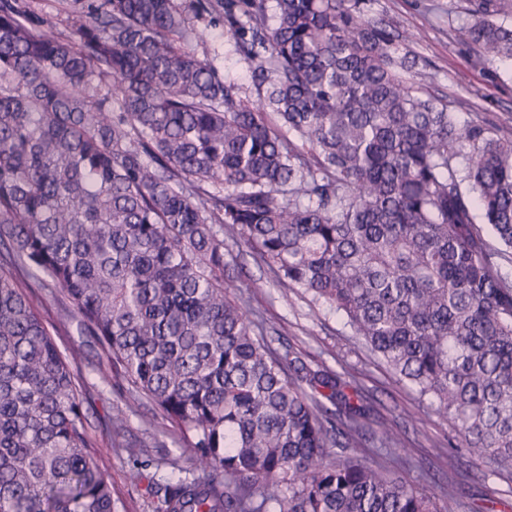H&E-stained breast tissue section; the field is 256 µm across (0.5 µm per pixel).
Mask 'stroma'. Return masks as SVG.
<instances>
[{
  "instance_id": "35a3bbf8",
  "label": "stroma",
  "mask_w": 512,
  "mask_h": 512,
  "mask_svg": "<svg viewBox=\"0 0 512 512\" xmlns=\"http://www.w3.org/2000/svg\"><path fill=\"white\" fill-rule=\"evenodd\" d=\"M464 4L465 0H376L375 9L400 23L411 50L421 59L416 82L451 102L458 124L491 120L512 131V59L489 62L482 70L470 65L450 28L451 22L463 21ZM189 23L202 34L191 45L197 57L210 61L225 81L242 86L249 98H256L251 65L236 52L232 35L204 19L193 17ZM226 259L234 277V295L245 300L277 353L292 347L335 370L373 402L369 430L390 427L402 434L404 454L388 456L372 448L371 460L392 470L405 469L416 484L444 498L448 512H471L483 499L512 489V475H493L489 466L471 463L463 452L449 457V444L461 441L455 427L379 363L340 314L307 296L282 295L268 266L244 243L227 244ZM28 294L60 348L83 353L81 369L88 380L84 398L90 408L95 460L112 484L119 512H156L153 491L158 476L169 475L175 466L191 467V449L178 430L149 406L126 408L127 385L120 376H113L108 386L100 382L99 371L106 363L98 347L78 331L73 307L59 290L32 288ZM120 410L127 417L125 427L109 430L105 419ZM130 444L141 446L150 468H142L128 455ZM455 469L461 471L462 479L452 491L448 475Z\"/></svg>"
}]
</instances>
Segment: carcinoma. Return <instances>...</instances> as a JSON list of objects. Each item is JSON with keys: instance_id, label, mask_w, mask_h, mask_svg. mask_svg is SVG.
<instances>
[{"instance_id": "obj_1", "label": "carcinoma", "mask_w": 512, "mask_h": 512, "mask_svg": "<svg viewBox=\"0 0 512 512\" xmlns=\"http://www.w3.org/2000/svg\"><path fill=\"white\" fill-rule=\"evenodd\" d=\"M0 0V512H117L83 377L21 283L72 318L194 450L157 512H447L358 452L359 388L274 352L226 242L341 313L471 458L512 469V138L414 81L374 0ZM256 63L258 103L187 43ZM471 64L512 58V0H466ZM33 1L37 12L44 18L46 26L56 32L65 30L66 15L59 0H30Z\"/></svg>"}]
</instances>
